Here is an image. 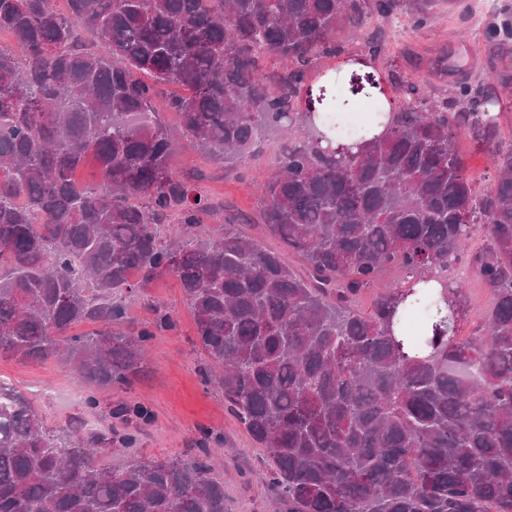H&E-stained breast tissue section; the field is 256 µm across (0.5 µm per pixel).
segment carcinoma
I'll return each mask as SVG.
<instances>
[{
    "label": "carcinoma",
    "instance_id": "carcinoma-1",
    "mask_svg": "<svg viewBox=\"0 0 512 512\" xmlns=\"http://www.w3.org/2000/svg\"><path fill=\"white\" fill-rule=\"evenodd\" d=\"M438 2L0 0V34L24 50L0 46V358L130 385L173 320L128 334L113 294L135 274H171L282 512H512V150L495 112L512 93V6L485 22V78L451 49L431 62L447 97L394 67L399 96L368 98L372 117L345 144L327 114L298 109L310 68L347 55L343 33L381 22L365 42L377 58L390 24L427 28ZM260 56L291 66L274 80ZM169 83L187 91L169 103L186 142L215 161L233 163L265 130L295 132L261 184V227L304 275L230 223L194 241L213 204L170 170L175 144L152 105ZM462 132L495 149L480 196L454 147ZM90 155L100 188L75 182ZM478 226L485 244L469 255ZM459 265L495 295L477 336H462ZM391 267L398 284L383 286ZM365 291L375 299L360 312ZM83 322L100 329L72 334ZM111 416L124 428L57 432L0 381V512H226L212 466L224 436L203 432L191 460L105 469L100 449L132 446L127 425L148 421L140 405Z\"/></svg>",
    "mask_w": 512,
    "mask_h": 512
}]
</instances>
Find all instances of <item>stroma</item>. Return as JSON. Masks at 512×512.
Instances as JSON below:
<instances>
[{"instance_id": "stroma-1", "label": "stroma", "mask_w": 512, "mask_h": 512, "mask_svg": "<svg viewBox=\"0 0 512 512\" xmlns=\"http://www.w3.org/2000/svg\"><path fill=\"white\" fill-rule=\"evenodd\" d=\"M471 2L451 0L450 5L440 6L438 18L430 28L416 31L397 27L390 35V55H397L406 47L426 61L449 46L466 72L481 77L483 29L459 17ZM176 91L173 85L159 87L153 102L156 111L163 113L170 136L181 143L171 161L173 174L189 179L218 208L199 228L198 238L216 237L230 219L235 220L240 230L253 232L264 208L257 183L273 174L286 135L267 134L251 153L238 158L233 166H224L182 142L181 130L167 110V101ZM455 147L478 193H486L493 186L494 176L488 153L463 135L458 136ZM118 298L127 308V329L152 322L158 308L167 311L175 321L173 329L158 332L149 341L146 371L133 385L93 392L76 374L54 361L21 362L5 358L0 359V380L19 388L55 430L66 428L71 419L80 417L87 428L104 431L111 409L126 404L144 406L149 419L138 427L136 443L129 449H102L97 462L104 468L122 467L131 453L145 459H187L196 453L202 429L221 434L224 447L215 457L214 472L224 483L229 512H273V493L262 476L264 451L225 405L223 389L209 377L208 360L176 278H160L133 291L120 292ZM91 393L99 400L93 410L85 404Z\"/></svg>"}]
</instances>
